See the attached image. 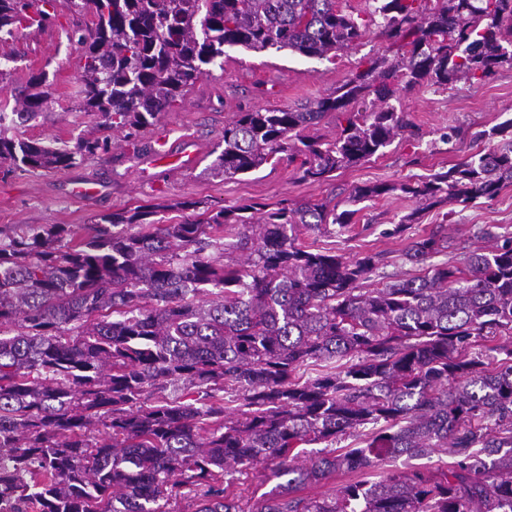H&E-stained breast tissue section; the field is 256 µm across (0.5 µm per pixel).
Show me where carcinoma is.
I'll use <instances>...</instances> for the list:
<instances>
[{
    "label": "carcinoma",
    "mask_w": 512,
    "mask_h": 512,
    "mask_svg": "<svg viewBox=\"0 0 512 512\" xmlns=\"http://www.w3.org/2000/svg\"><path fill=\"white\" fill-rule=\"evenodd\" d=\"M93 19L81 47L80 110L130 142L207 74L225 48L328 59L374 26L396 53L364 62L332 93L297 110L240 112L224 124L215 177L256 172L279 155L302 182L367 161L408 127L390 100L424 85L484 82L512 65V0H82ZM32 0H0V34L44 26ZM46 75L18 102L44 111ZM329 114L340 133L317 127ZM486 150L420 183L354 189L357 200L400 190L433 207L493 197L512 183V118ZM110 136L69 146L18 142L0 128V173L66 170L108 151ZM184 224H158L163 203L95 220L73 242L67 224L0 237V512H171L182 488L195 512H512V242L364 288L378 261L347 260L298 242L311 223H351L326 202L202 201ZM260 217H255V213ZM147 227L142 232L133 228ZM448 248L436 230L406 258ZM498 336L504 344L487 343ZM330 363L302 379L303 364ZM180 383L192 395L166 394ZM241 394L227 411L216 392ZM365 446L301 444L360 427ZM447 454L446 470H390L307 498L299 488L390 458ZM270 465L274 496L245 509L230 469Z\"/></svg>",
    "instance_id": "obj_1"
}]
</instances>
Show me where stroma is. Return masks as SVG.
<instances>
[{
	"instance_id": "obj_1",
	"label": "stroma",
	"mask_w": 512,
	"mask_h": 512,
	"mask_svg": "<svg viewBox=\"0 0 512 512\" xmlns=\"http://www.w3.org/2000/svg\"><path fill=\"white\" fill-rule=\"evenodd\" d=\"M56 31L44 41L37 28L0 38V113L9 137L44 143L74 142L97 136L98 115L80 111V50L71 35L89 25L88 11H76L56 0ZM380 28L336 62L288 51L253 52L227 49L224 57L185 95L182 104L161 113L147 127L139 146L113 135L108 153L85 159L65 171L18 172L0 176V229L23 224H66L75 237L86 236L88 224L102 215L132 209L150 201H199L221 208L250 203L329 201L338 210L354 211L347 228L312 227L301 240L314 249L355 259L378 255L381 263L368 282L376 288L422 272L407 261L408 244L442 228L446 251L434 265H458L469 253L512 239V185L492 198L468 204L420 208L411 195L396 191L356 202L355 186L368 183H414L447 171L454 164L492 145L491 131L512 118V66L500 67L489 81L463 79L451 86L427 85L401 94L396 107L410 126L382 153L357 166L337 170L323 183L297 181L287 162L232 179L206 175L205 168L224 148V125L237 113L257 109H294L330 94L355 73L362 60L390 53ZM45 74L51 100L44 114L24 121L13 114L14 92L31 75ZM458 134L444 140L449 128ZM91 179L100 192L92 198L71 195L73 183ZM247 506L271 496L277 485L268 469L256 465L228 475Z\"/></svg>"
}]
</instances>
